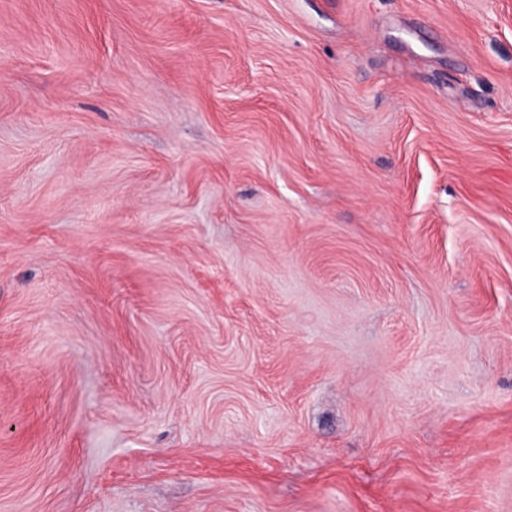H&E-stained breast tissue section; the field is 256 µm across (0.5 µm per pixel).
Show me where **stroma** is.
Masks as SVG:
<instances>
[{
  "label": "stroma",
  "mask_w": 512,
  "mask_h": 512,
  "mask_svg": "<svg viewBox=\"0 0 512 512\" xmlns=\"http://www.w3.org/2000/svg\"><path fill=\"white\" fill-rule=\"evenodd\" d=\"M0 512H512V0H0Z\"/></svg>",
  "instance_id": "35a3bbf8"
}]
</instances>
